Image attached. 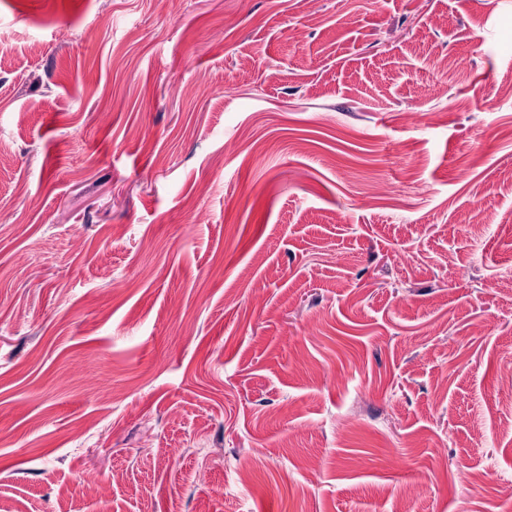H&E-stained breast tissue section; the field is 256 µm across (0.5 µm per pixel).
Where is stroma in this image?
<instances>
[{"instance_id": "obj_1", "label": "stroma", "mask_w": 512, "mask_h": 512, "mask_svg": "<svg viewBox=\"0 0 512 512\" xmlns=\"http://www.w3.org/2000/svg\"><path fill=\"white\" fill-rule=\"evenodd\" d=\"M0 145V512H512V0H0Z\"/></svg>"}]
</instances>
